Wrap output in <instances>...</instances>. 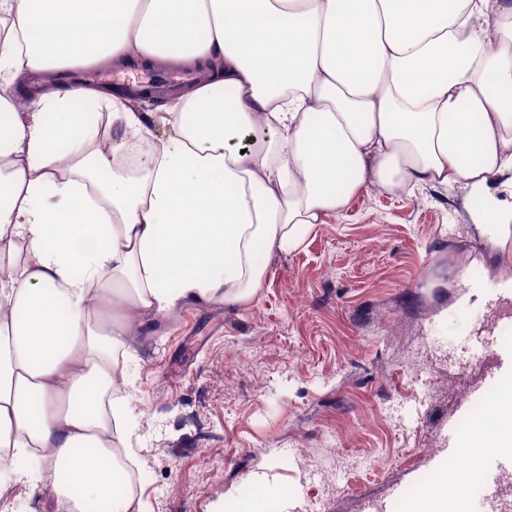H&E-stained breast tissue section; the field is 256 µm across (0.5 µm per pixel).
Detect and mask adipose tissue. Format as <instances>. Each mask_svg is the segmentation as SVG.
<instances>
[{"mask_svg":"<svg viewBox=\"0 0 512 512\" xmlns=\"http://www.w3.org/2000/svg\"><path fill=\"white\" fill-rule=\"evenodd\" d=\"M134 59L216 62L160 118L116 102L106 125L61 81L17 111L37 72ZM512 0H0V448L14 482L65 512L106 499L128 445L130 317L263 288L365 185H456L475 225L512 234ZM145 162L115 169L129 141ZM459 446L512 447V394ZM41 449L32 457L31 449ZM439 477L408 512H454Z\"/></svg>","mask_w":512,"mask_h":512,"instance_id":"adipose-tissue-1","label":"adipose tissue"}]
</instances>
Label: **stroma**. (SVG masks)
Instances as JSON below:
<instances>
[{
  "label": "stroma",
  "instance_id": "35a3bbf8",
  "mask_svg": "<svg viewBox=\"0 0 512 512\" xmlns=\"http://www.w3.org/2000/svg\"><path fill=\"white\" fill-rule=\"evenodd\" d=\"M477 209L458 187L364 188L252 300L144 323L126 387L144 512H239L260 485L284 512H400L452 474L454 436L512 380V321L484 323L512 303V239L491 244ZM488 341L502 367L449 384Z\"/></svg>",
  "mask_w": 512,
  "mask_h": 512
}]
</instances>
